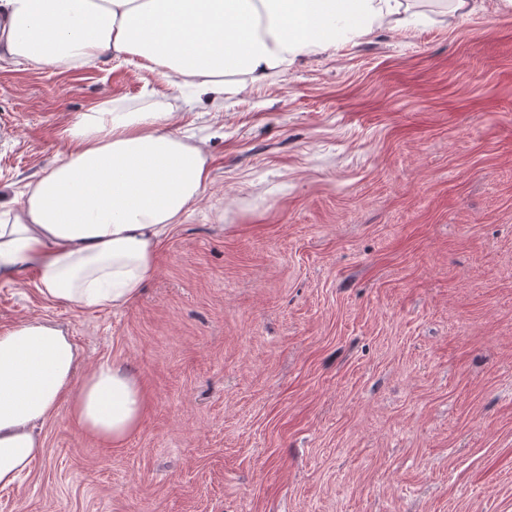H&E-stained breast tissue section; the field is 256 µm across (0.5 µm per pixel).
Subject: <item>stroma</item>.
I'll use <instances>...</instances> for the list:
<instances>
[{"mask_svg": "<svg viewBox=\"0 0 512 512\" xmlns=\"http://www.w3.org/2000/svg\"><path fill=\"white\" fill-rule=\"evenodd\" d=\"M393 22L184 103L114 61L0 65V192L111 101L177 112L209 178L119 311L0 284L146 407L118 445L68 405L0 512H512V11Z\"/></svg>", "mask_w": 512, "mask_h": 512, "instance_id": "35a3bbf8", "label": "stroma"}]
</instances>
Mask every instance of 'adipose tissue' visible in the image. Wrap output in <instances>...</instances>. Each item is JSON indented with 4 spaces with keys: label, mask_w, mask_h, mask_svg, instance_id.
I'll return each instance as SVG.
<instances>
[{
    "label": "adipose tissue",
    "mask_w": 512,
    "mask_h": 512,
    "mask_svg": "<svg viewBox=\"0 0 512 512\" xmlns=\"http://www.w3.org/2000/svg\"><path fill=\"white\" fill-rule=\"evenodd\" d=\"M401 0H0V61L75 70L140 58L196 92L266 78L337 39L400 14ZM54 165L23 200L0 198V283L39 274V293L74 310H119L155 271L162 237L209 178L172 110L97 106L60 133ZM79 353L59 325L28 318L0 330V489L41 458L40 429L68 403L78 426L112 444L138 426L144 395L112 363L75 383Z\"/></svg>",
    "instance_id": "obj_1"
}]
</instances>
